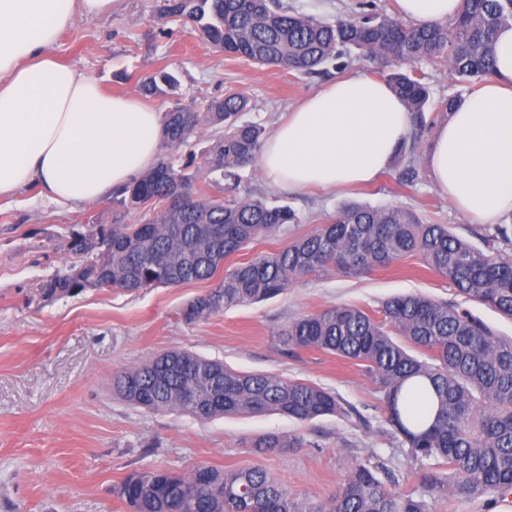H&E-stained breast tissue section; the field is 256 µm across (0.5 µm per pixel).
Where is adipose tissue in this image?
I'll use <instances>...</instances> for the list:
<instances>
[{
  "instance_id": "adipose-tissue-1",
  "label": "adipose tissue",
  "mask_w": 512,
  "mask_h": 512,
  "mask_svg": "<svg viewBox=\"0 0 512 512\" xmlns=\"http://www.w3.org/2000/svg\"><path fill=\"white\" fill-rule=\"evenodd\" d=\"M416 24L449 21L460 0H397ZM118 0H0V199L28 184L62 208L98 201L155 165L166 120L137 98L106 92L54 50L77 17ZM410 115L382 80L354 72L306 97L264 140L259 164L278 188H350L377 179ZM435 186L472 220L512 214V27L496 67L446 115L423 156Z\"/></svg>"
}]
</instances>
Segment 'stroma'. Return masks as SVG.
Masks as SVG:
<instances>
[{"label": "stroma", "instance_id": "obj_1", "mask_svg": "<svg viewBox=\"0 0 512 512\" xmlns=\"http://www.w3.org/2000/svg\"><path fill=\"white\" fill-rule=\"evenodd\" d=\"M155 0H120L110 16L78 18L55 50L64 63L94 77L115 94L137 95L142 78L164 69L179 86L143 98L165 112L181 103L205 111L215 99L238 93L249 101L240 119L272 129L303 97L343 72L375 74L376 66L352 56L345 70L328 67L304 77L260 67L213 49L175 17L160 15ZM237 188L223 199L251 196L295 210L298 221L235 254L241 262L273 252L293 238L329 223L346 202L413 209L427 224H446L484 247V225L474 223L443 197L425 167L411 185L390 166L375 182L350 191L273 187L259 166L241 170ZM112 198L63 209L29 185L0 200V512H126L115 493L134 471L186 472L259 467L292 493L327 505L351 465L381 463L397 490L420 487L429 461L406 456L383 423L381 395L355 364L321 351L283 356L274 332L291 318L332 305L378 309L400 294L453 300L448 280L417 257L367 276H310L264 302L220 311L192 323L181 311L216 280L138 292L89 288L51 301L37 292L43 280L79 264L67 248L74 231L111 223ZM181 348L237 370L276 373L333 390L349 416H324L302 424L277 414L221 416L201 421L186 413L150 412L125 402L113 376L153 355ZM267 433L297 436L304 445L283 455L249 448Z\"/></svg>", "mask_w": 512, "mask_h": 512}]
</instances>
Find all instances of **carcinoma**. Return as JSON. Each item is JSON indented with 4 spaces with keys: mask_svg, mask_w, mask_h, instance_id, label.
Instances as JSON below:
<instances>
[{
    "mask_svg": "<svg viewBox=\"0 0 512 512\" xmlns=\"http://www.w3.org/2000/svg\"><path fill=\"white\" fill-rule=\"evenodd\" d=\"M351 18L333 22L300 12L282 0H161L159 12L178 17L190 32L224 53L258 65L315 75L355 52L377 64L379 76L404 101L412 128L398 159L415 172L430 92L416 70L420 63L448 64L460 81L474 85L495 69L498 31L512 26V0H461L450 23L407 22L356 3ZM175 77L160 70L139 84L152 96ZM248 100L228 94L207 111L179 105L167 112L164 143L175 151L191 147L201 126L224 125L206 158V170L229 181L259 157L264 129L237 124ZM192 155L176 164L161 156L155 166L117 191L128 212L155 202L166 206L147 220L94 224L110 245L100 255L74 231L69 250L85 257L64 274L43 281L40 295L55 299L88 286L132 292L212 279L219 286L192 298L182 310L187 322L221 310L283 294L312 274L361 276L390 268L409 256L446 279L465 300L512 320V224L492 227L505 245L486 253L461 240L446 224H424L400 207L349 203L328 224L293 239L286 248L222 267L220 261L260 237L297 223L286 205L263 199L223 201L195 187L186 173ZM282 353L318 350L362 368L382 398L392 434L413 459L430 460L422 490L396 492L377 477L381 465L354 463L332 501L324 507L288 491L260 468L219 470L198 465L187 473L133 472L115 489L126 512H435L441 498L486 497L512 491V337L455 302L419 294L395 296L380 308L337 305L289 320L275 333ZM113 390L128 403L153 412L188 413L200 421L217 416L273 412L300 423L348 413L336 394L320 385L279 374L241 372L172 348L116 374ZM430 397L425 419L404 395ZM299 437L268 433L251 440L265 454L300 448Z\"/></svg>",
    "mask_w": 512,
    "mask_h": 512,
    "instance_id": "obj_1",
    "label": "carcinoma"
}]
</instances>
